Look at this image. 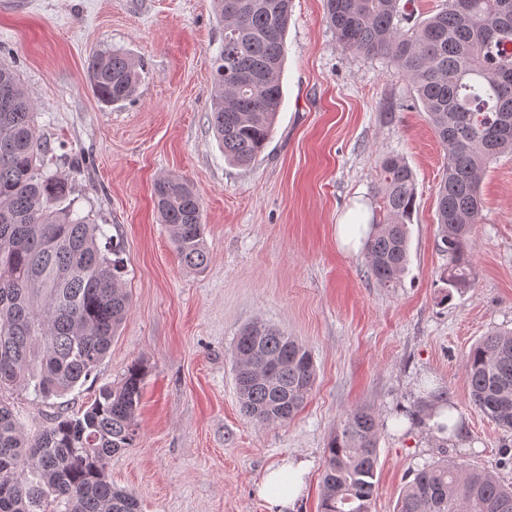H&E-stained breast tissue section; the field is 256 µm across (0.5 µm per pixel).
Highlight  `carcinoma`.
<instances>
[{"label":"carcinoma","instance_id":"obj_1","mask_svg":"<svg viewBox=\"0 0 512 512\" xmlns=\"http://www.w3.org/2000/svg\"><path fill=\"white\" fill-rule=\"evenodd\" d=\"M411 2L326 0L325 19L345 48L388 58L412 83L445 150L436 214L448 255L440 276L446 300L472 285L469 233L480 219L481 176L512 153V0H447L404 31ZM213 3L224 48L214 62L209 122L224 158L248 167L271 141L282 105L291 0ZM142 68L134 54L114 49L92 55L89 79L102 103L117 105L136 96ZM5 90L13 102L0 111V512H138L135 497L112 485L106 462L137 436L142 363L130 364L82 411H58L32 433L3 398L24 385L46 402L83 385L130 308L103 227L74 209L65 178L44 170L48 144L35 124V102L16 72L0 65ZM381 193L383 222L374 225L365 255L388 287L407 268L417 193L403 158L385 160ZM154 196L180 261L205 268L202 202L190 183L168 175L155 183ZM232 358L240 410L250 421L283 423L301 410L316 378L303 343L256 321L240 330ZM465 371L470 402L511 433L512 331L480 339ZM378 443L373 410L346 414L327 444L320 512H370ZM397 512H512V486L484 468L444 460L414 473Z\"/></svg>","mask_w":512,"mask_h":512}]
</instances>
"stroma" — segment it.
<instances>
[{"label":"stroma","instance_id":"1","mask_svg":"<svg viewBox=\"0 0 512 512\" xmlns=\"http://www.w3.org/2000/svg\"><path fill=\"white\" fill-rule=\"evenodd\" d=\"M223 39L212 0H0V64L36 103L52 146L44 165L120 241L131 299L104 360L64 409L83 410L132 362L146 364L135 444L106 468L140 512H268L260 483L288 457L310 466L295 512H319L327 444L357 407L380 423L370 512H396L410 471L443 451L512 483V466L500 464L507 439L470 403L464 366L479 339L512 329V154L481 179L473 285L442 301L436 187L446 159L411 82L388 58L343 48L324 0H292L273 139L238 168L208 123ZM112 48L144 69L136 98L108 106L88 66ZM395 155L412 169L417 198L407 271L386 288L363 251L338 247L336 222L357 202L382 222V164ZM165 174L186 178L202 200L205 269L180 262L157 214L153 187ZM255 320L314 357L313 389L283 424L257 426L239 408L231 352ZM434 391L454 402L458 439L423 424L418 405Z\"/></svg>","mask_w":512,"mask_h":512}]
</instances>
